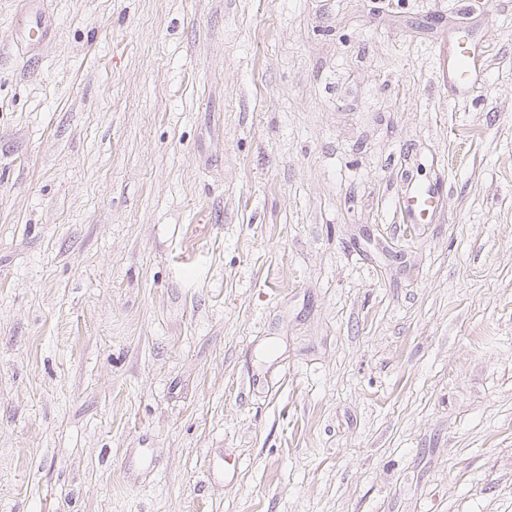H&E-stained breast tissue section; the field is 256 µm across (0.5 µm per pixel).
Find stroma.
Returning a JSON list of instances; mask_svg holds the SVG:
<instances>
[{
    "instance_id": "35a3bbf8",
    "label": "stroma",
    "mask_w": 512,
    "mask_h": 512,
    "mask_svg": "<svg viewBox=\"0 0 512 512\" xmlns=\"http://www.w3.org/2000/svg\"><path fill=\"white\" fill-rule=\"evenodd\" d=\"M23 2L0 512H512V0ZM17 25L24 30L23 41L30 48L36 41L49 37L53 32V23L42 12L23 10L18 14ZM479 73L476 51L468 40L458 35L448 36V79L463 90ZM439 198V190L435 186L414 185L413 180L409 178L398 197V206L403 213L404 221L406 218L410 224H416L423 220L425 215L437 208Z\"/></svg>"
}]
</instances>
